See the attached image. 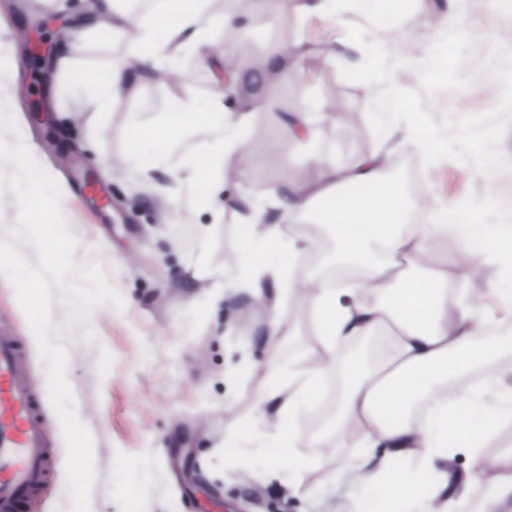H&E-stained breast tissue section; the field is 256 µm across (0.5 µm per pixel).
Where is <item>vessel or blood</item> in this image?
Wrapping results in <instances>:
<instances>
[{
	"label": "vessel or blood",
	"instance_id": "vessel-or-blood-1",
	"mask_svg": "<svg viewBox=\"0 0 512 512\" xmlns=\"http://www.w3.org/2000/svg\"><path fill=\"white\" fill-rule=\"evenodd\" d=\"M45 428L18 338L0 329V512H22L46 477Z\"/></svg>",
	"mask_w": 512,
	"mask_h": 512
}]
</instances>
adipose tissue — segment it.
<instances>
[{"label": "adipose tissue", "mask_w": 512, "mask_h": 512, "mask_svg": "<svg viewBox=\"0 0 512 512\" xmlns=\"http://www.w3.org/2000/svg\"><path fill=\"white\" fill-rule=\"evenodd\" d=\"M118 2L99 0L96 28L105 37L122 36L129 58L113 64L109 75L98 81L95 106L101 112L109 111L117 97L139 82L137 64L182 48L183 32H202L205 23L200 0H178L176 20L167 27L158 26L149 14H124ZM189 125L207 138L203 163L209 168L237 145L247 119L224 123L213 121L207 112L190 114L179 98L170 100L163 130L145 113H131L128 163L143 171L162 162ZM145 142L153 147L148 157L140 150ZM385 163L380 154L345 169L319 163L305 182L288 191V214H312L330 226L337 259L359 263L363 270L362 280L351 286L357 295L351 306H338L337 288L328 279L295 277L296 250L281 225L253 223L245 234L250 269L244 282L255 287L263 274L274 272L294 301L308 305L317 323L312 345L316 368L285 382L276 369L267 372L258 402L278 394L283 401L261 444L273 459H291L297 478H304L305 465L295 459L294 450L305 439L300 428L319 395L323 365L337 358L348 339L375 337L372 361L354 362L345 370L335 431L321 433L314 445L328 448L333 437L357 435L363 453L350 469L361 488L359 512H401L405 507L410 512H448L449 443L469 447L472 422L482 413L511 420L512 387L502 386L492 369L500 342L475 319L472 305L449 299L447 271L414 275L408 267L433 236L451 234L468 255L504 259L512 257V238L492 235L480 224L448 222L437 211L425 213L421 223H405L404 198L385 180ZM476 371L483 374L482 388L494 391L493 404L474 401L457 408L452 380ZM404 460L431 474V484H413L400 467Z\"/></svg>", "instance_id": "obj_1"}]
</instances>
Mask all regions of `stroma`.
Returning <instances> with one entry per match:
<instances>
[{
    "mask_svg": "<svg viewBox=\"0 0 512 512\" xmlns=\"http://www.w3.org/2000/svg\"><path fill=\"white\" fill-rule=\"evenodd\" d=\"M96 2L25 0L19 12L0 6V107L15 115L0 124V137L24 144L59 186V207L76 239L78 270L70 282H80L81 267L94 265L123 299L122 307L104 302L78 317L65 291L51 289L50 340L66 350L73 407L93 440L91 512H213L219 504L226 512H356L359 489L343 468L358 453L355 442L336 441L323 460L315 449L302 447L313 465L301 483L288 464L260 447L259 433L276 411L275 403L260 407L255 401L265 369L275 366L285 376L314 367L309 346L317 325L309 307L289 298L273 278L265 279L260 300L243 287L240 270L247 258L240 234L251 220L243 205L258 203L262 223L285 225L298 246L297 275H321L336 253L332 232L322 224L311 234L288 222L284 189L307 179L315 162L345 167L383 149L390 153L385 177L400 186V161L421 158L406 124L380 137L373 133L368 111L379 86L341 75L342 68L364 59L363 50L347 39V25L366 27L367 40L406 60L392 78L401 88L420 91L422 107L434 120L456 121L489 113L500 100L503 85L493 77L491 61L512 54V41L504 38L512 32V0H373L365 12L355 0H340L332 14L305 11L304 0H286L275 12L268 0H249L235 28L221 22L229 10L226 0H202L211 19L204 32L208 47L217 54L228 45L240 49L232 80H225L221 66L197 61L196 38L188 31L178 58L158 57L135 92L107 112L94 107L93 81L125 56V44L88 28L79 50L67 55L60 50L74 34L70 21L96 17ZM394 14L395 29L389 25ZM455 25L470 39L461 73L472 86L424 92L416 66ZM35 29L57 49L50 63L23 53L24 35ZM283 43L310 52L297 74L285 78L255 68V61ZM476 85L481 95L473 94ZM174 96L190 112L248 118V144L236 146L226 163L209 170L224 188L203 204L184 185L200 139L146 175L123 162L130 147L129 114L147 112L164 121ZM261 96L269 98V106L256 107ZM34 97L45 99L53 122L30 112ZM305 99L325 106L329 119L314 128L310 140L280 136L283 113ZM92 176L107 188L103 203L80 192ZM502 176L499 169L483 174L468 163L440 160L421 171L425 206L458 209L471 222L512 235V190L502 188ZM180 224L189 227V240L176 234ZM461 260V246L453 239L433 247L411 270H447L453 295H479L477 320L512 343V321L501 320L498 312L506 281L502 266L479 260L477 273L463 283L456 276ZM274 318L282 324L275 337L269 331ZM0 325L22 339L54 466L29 512H72L68 450L49 401L47 364L13 284L1 274ZM451 459L466 480L459 494L449 497L448 512H457L463 502L477 506L492 483L512 474L511 466L474 473L473 458L464 450ZM138 470L150 474L140 486L132 481Z\"/></svg>",
    "mask_w": 512,
    "mask_h": 512,
    "instance_id": "35a3bbf8",
    "label": "stroma"
}]
</instances>
